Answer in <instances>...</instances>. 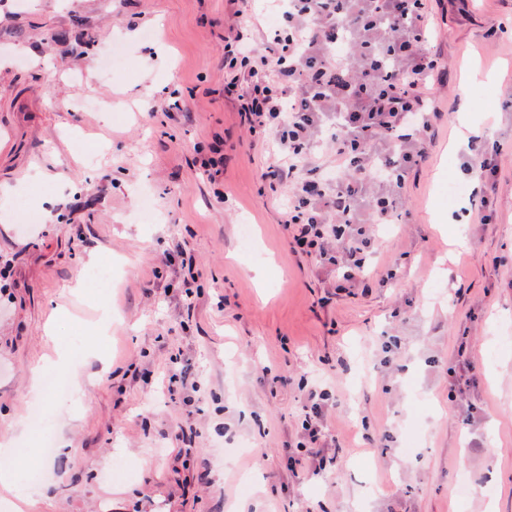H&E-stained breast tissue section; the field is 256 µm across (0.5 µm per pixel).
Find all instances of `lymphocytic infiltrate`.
<instances>
[{
    "mask_svg": "<svg viewBox=\"0 0 512 512\" xmlns=\"http://www.w3.org/2000/svg\"><path fill=\"white\" fill-rule=\"evenodd\" d=\"M279 13L261 48L235 10L225 88L273 144L264 178L286 191L289 248L335 266L347 292L368 277L370 225L400 223L402 190L438 117L428 0H286ZM305 397L303 465L319 469L328 394L312 387Z\"/></svg>",
    "mask_w": 512,
    "mask_h": 512,
    "instance_id": "f902f5d3",
    "label": "lymphocytic infiltrate"
}]
</instances>
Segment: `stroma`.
<instances>
[{"mask_svg": "<svg viewBox=\"0 0 512 512\" xmlns=\"http://www.w3.org/2000/svg\"><path fill=\"white\" fill-rule=\"evenodd\" d=\"M429 7L442 118L403 223L374 229L376 279L348 294L332 267L289 250L284 201L264 190L271 143L224 90L230 0H0L11 512H512V0ZM123 47L138 63L114 81L103 60ZM462 129L498 147L495 189L471 187ZM451 182L467 187L453 202ZM20 200L39 223L13 214ZM178 248L195 265L190 298V271L167 261ZM107 262L119 279L103 297L85 273ZM105 304L115 317L92 349ZM61 348L78 372L70 393L31 396L30 366L53 371ZM176 363L198 390L169 392ZM306 380L331 393L336 466L317 475L287 468ZM189 428L194 445L175 441Z\"/></svg>", "mask_w": 512, "mask_h": 512, "instance_id": "stroma-1", "label": "stroma"}]
</instances>
